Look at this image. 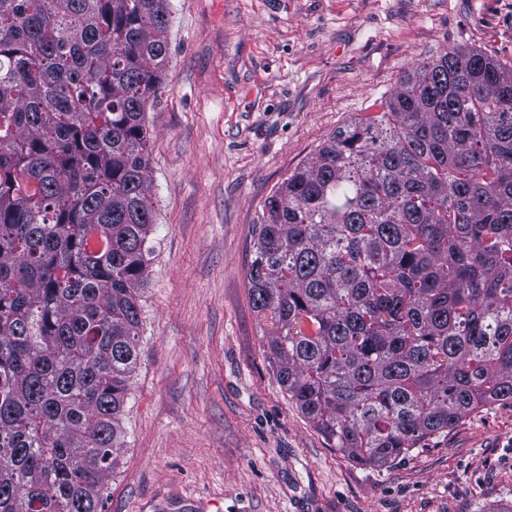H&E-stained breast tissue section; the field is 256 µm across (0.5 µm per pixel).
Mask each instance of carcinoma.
<instances>
[{
    "mask_svg": "<svg viewBox=\"0 0 512 512\" xmlns=\"http://www.w3.org/2000/svg\"><path fill=\"white\" fill-rule=\"evenodd\" d=\"M169 0H0V512H101L155 215L144 114ZM264 205L267 354L382 467L512 401V69L454 48Z\"/></svg>",
    "mask_w": 512,
    "mask_h": 512,
    "instance_id": "obj_1",
    "label": "carcinoma"
}]
</instances>
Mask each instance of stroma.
Here are the masks:
<instances>
[{"mask_svg":"<svg viewBox=\"0 0 512 512\" xmlns=\"http://www.w3.org/2000/svg\"><path fill=\"white\" fill-rule=\"evenodd\" d=\"M145 116L157 231L102 512H502L512 404L383 467L328 448L265 351L249 269L267 198L453 47L512 69V0H170Z\"/></svg>","mask_w":512,"mask_h":512,"instance_id":"stroma-1","label":"stroma"}]
</instances>
